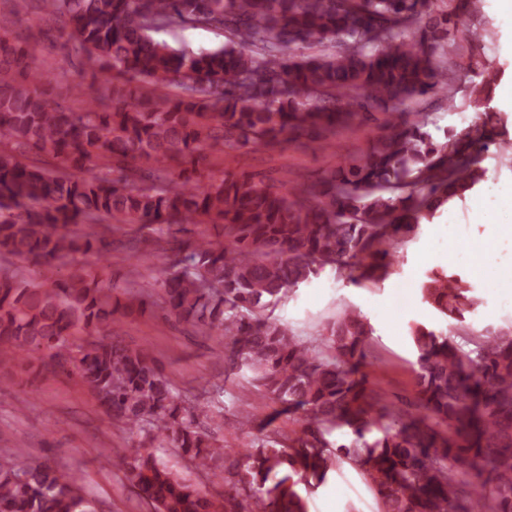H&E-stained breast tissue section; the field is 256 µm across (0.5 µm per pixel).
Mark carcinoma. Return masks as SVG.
Returning <instances> with one entry per match:
<instances>
[{"mask_svg":"<svg viewBox=\"0 0 512 512\" xmlns=\"http://www.w3.org/2000/svg\"><path fill=\"white\" fill-rule=\"evenodd\" d=\"M39 2L63 19L69 52L83 61L72 86L81 106L52 103L42 90L52 72L0 31V258L75 269L46 287L0 267V366L27 357L78 378L128 429L199 470L224 459V492L214 494L150 447L129 449L124 477L152 512H307L344 461L380 512H512V324L474 330L469 319L484 301L459 275L432 272L421 284L422 300L456 324L411 329V411L389 408L367 386L361 366L374 327L356 307L310 342L268 313L329 271L356 284L384 279L420 224L485 181L498 72L480 49L491 31L466 37L476 117L459 131L403 111L437 95L456 111L454 0ZM173 25L222 30L226 42L194 53L153 38ZM291 45L318 53L286 58ZM171 85L181 93H165ZM375 108L397 114L391 133L320 187L281 190L199 169L214 154L317 135ZM94 157L96 172L86 168ZM141 164L177 169L179 180L147 179ZM119 224L156 234L164 315L228 339L224 360L245 380L235 399L262 394L280 405L260 422L238 421L258 430L241 459L217 450L149 351L125 343L116 314L143 308L144 294L122 302L112 280L84 272L81 257L106 251ZM102 330L109 339L96 338ZM297 413L300 429L273 426ZM0 512L95 510L82 475L3 451Z\"/></svg>","mask_w":512,"mask_h":512,"instance_id":"obj_1","label":"carcinoma"}]
</instances>
